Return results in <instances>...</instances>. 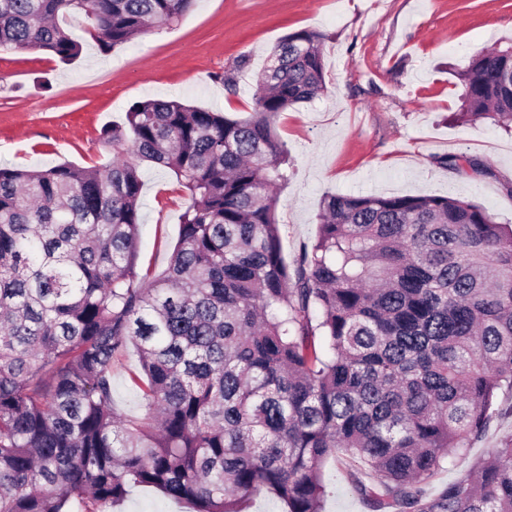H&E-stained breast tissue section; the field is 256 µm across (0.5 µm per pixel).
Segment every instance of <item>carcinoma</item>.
Listing matches in <instances>:
<instances>
[{
    "instance_id": "obj_1",
    "label": "carcinoma",
    "mask_w": 512,
    "mask_h": 512,
    "mask_svg": "<svg viewBox=\"0 0 512 512\" xmlns=\"http://www.w3.org/2000/svg\"><path fill=\"white\" fill-rule=\"evenodd\" d=\"M193 0H0V48L70 64L80 17L103 53ZM323 36L272 50L245 119L138 101L103 130L101 167L0 166V512H112L151 489L192 512L264 491L324 512L343 449L380 512H512V439L435 499L423 484L512 387V225L452 196L328 194L286 260L274 119L325 89ZM458 122L512 123V46L458 74ZM188 191L166 274L137 269L141 164ZM440 163L483 168L464 155ZM139 355L143 414L121 415L112 364Z\"/></svg>"
}]
</instances>
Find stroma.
I'll return each instance as SVG.
<instances>
[{"label":"stroma","instance_id":"stroma-1","mask_svg":"<svg viewBox=\"0 0 512 512\" xmlns=\"http://www.w3.org/2000/svg\"><path fill=\"white\" fill-rule=\"evenodd\" d=\"M323 34L326 88L280 114L291 177L276 219L286 257L317 235L323 197L452 195L512 225V135L485 122L451 121L457 72L482 50L512 44V0H195L161 25L108 53L85 41L70 64L45 51L0 49V164L39 169L103 165L112 147L105 127L123 123L146 99L248 117L257 79L286 35ZM233 74L236 92L220 81ZM463 154L483 165L461 174L440 164ZM137 267L154 280L168 267L187 192L159 166H143ZM135 349L112 367L116 408L141 413ZM494 413L470 447L449 449L426 480L427 497L472 474L512 437V387L497 389ZM358 463L340 455L326 470V512H374L351 484Z\"/></svg>","mask_w":512,"mask_h":512}]
</instances>
